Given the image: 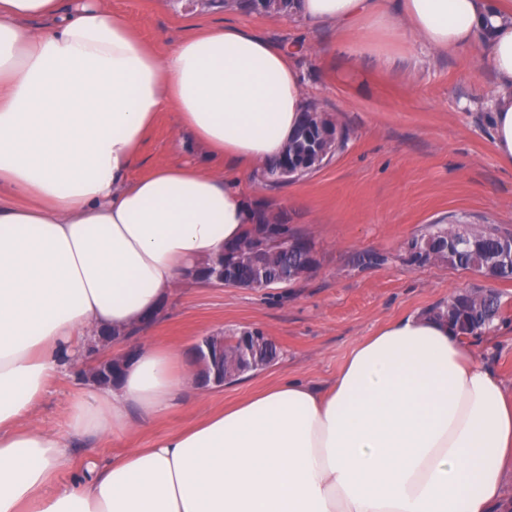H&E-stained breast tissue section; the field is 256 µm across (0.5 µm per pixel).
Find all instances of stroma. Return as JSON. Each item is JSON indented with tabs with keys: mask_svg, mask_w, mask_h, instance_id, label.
<instances>
[{
	"mask_svg": "<svg viewBox=\"0 0 512 512\" xmlns=\"http://www.w3.org/2000/svg\"><path fill=\"white\" fill-rule=\"evenodd\" d=\"M148 44L167 48L214 24L249 26L276 41L292 38L306 49L295 59L307 103L349 130L345 147L313 172L276 186L260 181L257 167L241 173L250 200L287 210L315 245L320 267L286 286L245 289L186 282L149 329L107 346L113 357L130 347L162 342L181 349L194 367V346L205 335L243 328L263 330L278 357L235 382L191 385L180 405L149 428L101 441L67 430L68 408L93 384L66 370L53 378L28 426L62 437L69 461L59 473L70 480L88 460L99 462L189 426L282 379L323 385L335 378L352 349L388 321L427 313L461 292L491 287L501 309L493 338L471 346L512 390V279L488 281L479 273L445 265L403 263L405 242L429 224H498L512 230V164L497 156L485 96L493 75L445 52L416 50L380 32L372 53L352 60L326 23L310 29L294 16L248 14L236 9L191 7L185 0H105ZM187 154L177 114L162 112L133 170L140 177ZM377 251L384 265L367 267L359 254Z\"/></svg>",
	"mask_w": 512,
	"mask_h": 512,
	"instance_id": "1",
	"label": "stroma"
}]
</instances>
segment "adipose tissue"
Returning <instances> with one entry per match:
<instances>
[{
	"label": "adipose tissue",
	"mask_w": 512,
	"mask_h": 512,
	"mask_svg": "<svg viewBox=\"0 0 512 512\" xmlns=\"http://www.w3.org/2000/svg\"><path fill=\"white\" fill-rule=\"evenodd\" d=\"M363 55V28L478 55L499 158L512 163V5L505 0H295ZM292 51L234 25L162 51L103 0H0V512H501L512 395L430 315L365 337L325 387L279 381L192 426L88 466L23 427L99 329L117 339L166 307L196 260L254 220L237 179L191 158L131 178L163 111L212 156L278 157L305 104ZM34 196L35 205L8 193ZM179 350L139 346L121 379L74 397L73 437L143 429L181 401Z\"/></svg>",
	"instance_id": "ef3b65f1"
}]
</instances>
